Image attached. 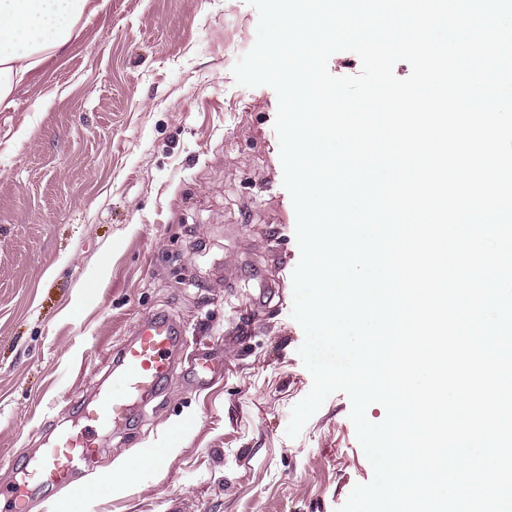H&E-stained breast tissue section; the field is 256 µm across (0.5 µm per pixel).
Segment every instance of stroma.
Returning <instances> with one entry per match:
<instances>
[{"mask_svg":"<svg viewBox=\"0 0 512 512\" xmlns=\"http://www.w3.org/2000/svg\"><path fill=\"white\" fill-rule=\"evenodd\" d=\"M257 24L247 0H110L0 105V485L108 387L142 319L186 328L181 371L103 437L85 495L29 512H337L373 477L345 393L286 434L312 377L278 97L233 75ZM205 349L224 366L195 389ZM176 422L162 465L116 472Z\"/></svg>","mask_w":512,"mask_h":512,"instance_id":"obj_1","label":"stroma"}]
</instances>
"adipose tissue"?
Segmentation results:
<instances>
[{"mask_svg": "<svg viewBox=\"0 0 512 512\" xmlns=\"http://www.w3.org/2000/svg\"><path fill=\"white\" fill-rule=\"evenodd\" d=\"M107 0H0V104L43 58L64 52Z\"/></svg>", "mask_w": 512, "mask_h": 512, "instance_id": "adipose-tissue-1", "label": "adipose tissue"}]
</instances>
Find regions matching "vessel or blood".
Instances as JSON below:
<instances>
[{
	"instance_id": "obj_1",
	"label": "vessel or blood",
	"mask_w": 512,
	"mask_h": 512,
	"mask_svg": "<svg viewBox=\"0 0 512 512\" xmlns=\"http://www.w3.org/2000/svg\"><path fill=\"white\" fill-rule=\"evenodd\" d=\"M183 336V326L165 314L139 323L117 353L110 386L80 405L77 428L61 432L19 465V488L0 487V512H29L31 500L44 488L76 485L100 451L101 432L128 424L136 400L163 391L175 370Z\"/></svg>"
}]
</instances>
